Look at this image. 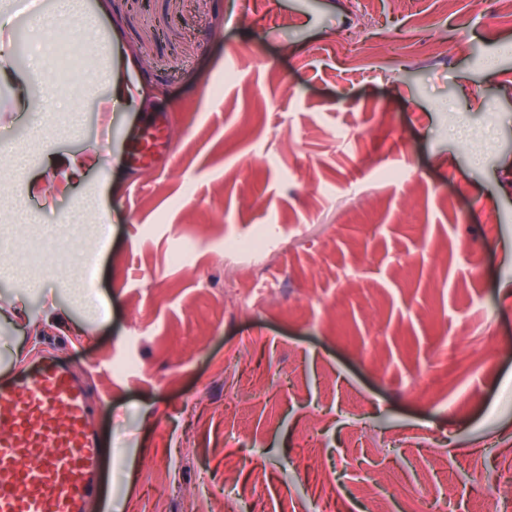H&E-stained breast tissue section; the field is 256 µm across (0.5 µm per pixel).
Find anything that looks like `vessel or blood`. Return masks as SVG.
I'll return each mask as SVG.
<instances>
[{"label": "vessel or blood", "instance_id": "b4317fda", "mask_svg": "<svg viewBox=\"0 0 512 512\" xmlns=\"http://www.w3.org/2000/svg\"><path fill=\"white\" fill-rule=\"evenodd\" d=\"M112 487L84 388L65 367L0 380V512H108Z\"/></svg>", "mask_w": 512, "mask_h": 512}]
</instances>
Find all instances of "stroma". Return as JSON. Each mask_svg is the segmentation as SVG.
<instances>
[{"instance_id": "stroma-1", "label": "stroma", "mask_w": 512, "mask_h": 512, "mask_svg": "<svg viewBox=\"0 0 512 512\" xmlns=\"http://www.w3.org/2000/svg\"><path fill=\"white\" fill-rule=\"evenodd\" d=\"M39 9L55 29V0H15L4 33L21 71ZM88 11L146 104L100 111L102 83L77 122L60 103L42 111L53 76L25 108L0 86V148L42 125L55 155L112 151L63 194L26 196L0 162V187L37 218L0 203V368H38L15 351L41 325L112 449L111 512H182L187 487L196 512H222L228 490L248 512H315L325 482L339 512L376 497L418 512L420 489L483 512L477 475L512 477V13L374 0L363 27L349 0ZM350 32L370 48L339 58ZM159 115L162 157L129 166ZM94 185L101 238L68 221ZM231 239L268 242L261 279L227 256ZM86 281L101 309L71 298ZM234 283L270 299L232 305Z\"/></svg>"}]
</instances>
